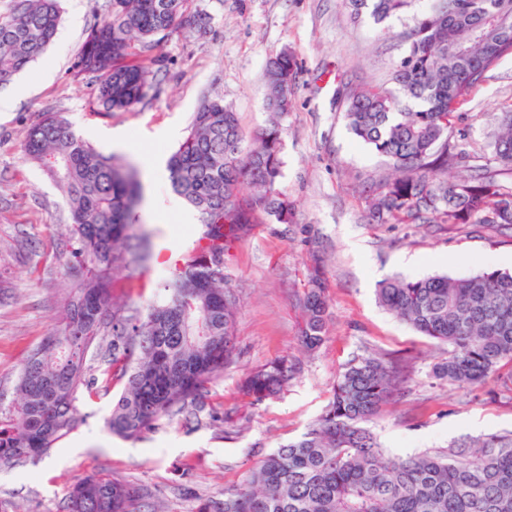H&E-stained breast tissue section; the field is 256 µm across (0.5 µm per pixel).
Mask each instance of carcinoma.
Instances as JSON below:
<instances>
[{
  "instance_id": "carcinoma-1",
  "label": "carcinoma",
  "mask_w": 512,
  "mask_h": 512,
  "mask_svg": "<svg viewBox=\"0 0 512 512\" xmlns=\"http://www.w3.org/2000/svg\"><path fill=\"white\" fill-rule=\"evenodd\" d=\"M0 10V84L41 58L57 33L60 0H10ZM412 0H345L350 15L377 23L408 12ZM193 0H109L107 17L88 32L76 68L92 75L108 110L128 109L148 88L144 53L159 36L193 15ZM396 64V88H349L343 95L350 131L385 157L392 173L378 181L368 205L376 224H494L512 230V104L487 132V161L475 165L463 148L460 106L500 62L512 56V0H434L413 17ZM294 55L270 57L265 80L268 124L252 144L236 112L221 101L197 110L169 157L173 190L200 215L201 241L183 256L145 310H124L112 295L118 270L150 260L137 224L139 173L98 152L60 114L28 132L26 156L55 183L69 209L74 257L86 267L66 303L63 327L23 363L16 397L0 407V468L46 455L78 424L76 402L115 386L121 393L106 428L140 440L164 419H199L206 385L235 357V296L224 283V256L265 214L288 223L291 204L279 188L281 118L291 104ZM253 188L241 196L242 185ZM381 307L420 334L447 346L434 376L476 390L495 382L512 390V272L467 277L384 278ZM112 320L109 367L87 378L86 350ZM325 288L314 276L303 302L301 339L314 352L328 333ZM296 373L286 357L246 375L242 391L258 405L278 395ZM403 375L401 365L369 354L336 376L323 413L298 439L248 471L242 483L197 512H512V431L448 449L407 456L386 452L369 424ZM137 489L106 471L75 479L63 512H134Z\"/></svg>"
}]
</instances>
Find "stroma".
Here are the masks:
<instances>
[{
	"mask_svg": "<svg viewBox=\"0 0 512 512\" xmlns=\"http://www.w3.org/2000/svg\"><path fill=\"white\" fill-rule=\"evenodd\" d=\"M431 4L414 0L411 15L380 26L365 15L351 18L343 0H194L202 29L169 31L153 51L160 63L146 96L106 112L95 83L74 67L87 32L106 16L105 0H61L54 42L6 83L22 95L0 115V404L10 405L23 360L60 328L85 272L73 256L69 213L57 188L22 150L44 115L63 114L104 154L103 136L123 135L119 157L143 173L139 214L153 257L142 276L121 273L112 281L117 301L142 309L203 232L200 221L184 220L189 205L177 200L169 178L148 177L152 162L169 158L194 112L210 100L231 105L245 133L264 127L266 64L289 49L298 73L282 119L279 187L295 213L288 224L253 225L224 258V278L237 300V356L207 385L203 400L228 423L191 427L176 417L141 440H123L104 426L114 393H79V423L70 435L41 459L0 470L5 512H60L68 486L98 470L147 491L166 512H195L199 501L223 497L259 459L305 432L328 404L343 365L368 353L406 367L402 390L373 424L388 452L443 450L457 439L512 430L511 402L435 380L431 370L444 345L376 299L379 282L391 275L512 271V231L490 224H371L365 217L366 192L387 161L350 132L341 92L387 81L404 53L400 33ZM509 99L512 57L461 107L470 153H483L484 129ZM314 267L327 287L331 320L326 342L310 354L300 342L301 303ZM283 356L299 361V374L280 395L250 405L240 392L244 376ZM187 480L196 499L182 494Z\"/></svg>",
	"mask_w": 512,
	"mask_h": 512,
	"instance_id": "35a3bbf8",
	"label": "stroma"
}]
</instances>
